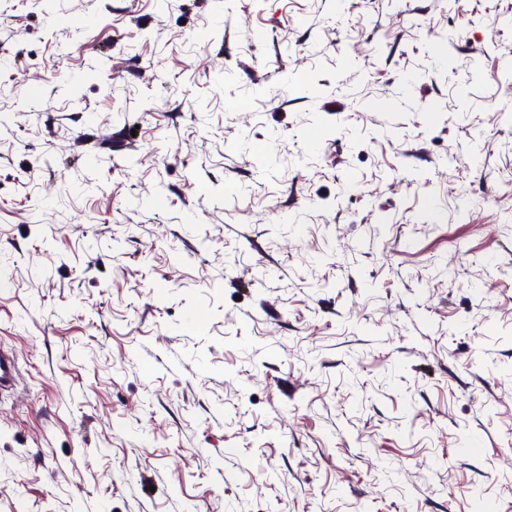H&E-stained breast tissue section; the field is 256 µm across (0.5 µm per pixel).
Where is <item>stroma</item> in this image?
Segmentation results:
<instances>
[{
    "mask_svg": "<svg viewBox=\"0 0 512 512\" xmlns=\"http://www.w3.org/2000/svg\"><path fill=\"white\" fill-rule=\"evenodd\" d=\"M512 0H0V512H512Z\"/></svg>",
    "mask_w": 512,
    "mask_h": 512,
    "instance_id": "stroma-1",
    "label": "stroma"
}]
</instances>
